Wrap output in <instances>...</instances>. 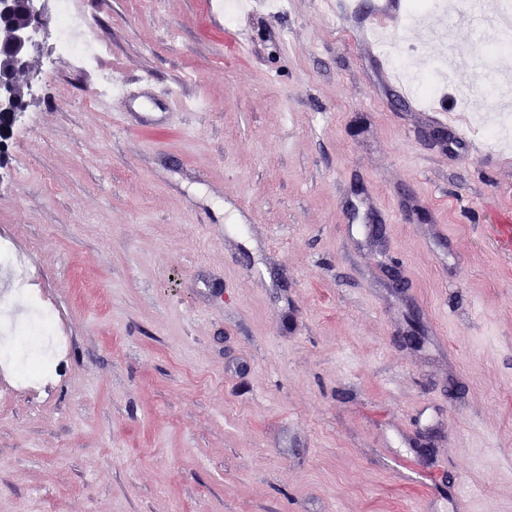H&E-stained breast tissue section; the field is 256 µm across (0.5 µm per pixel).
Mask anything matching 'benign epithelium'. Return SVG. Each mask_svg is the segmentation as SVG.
Returning a JSON list of instances; mask_svg holds the SVG:
<instances>
[{
    "label": "benign epithelium",
    "mask_w": 512,
    "mask_h": 512,
    "mask_svg": "<svg viewBox=\"0 0 512 512\" xmlns=\"http://www.w3.org/2000/svg\"><path fill=\"white\" fill-rule=\"evenodd\" d=\"M50 0H0V24L11 21L21 13L25 17L22 25L14 27L9 50L17 62L24 64L37 49L43 46L46 35V19ZM0 112H8L12 121H17L24 109L17 107L14 87L0 81Z\"/></svg>",
    "instance_id": "obj_1"
}]
</instances>
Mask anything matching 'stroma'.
<instances>
[{
	"instance_id": "obj_1",
	"label": "stroma",
	"mask_w": 512,
	"mask_h": 512,
	"mask_svg": "<svg viewBox=\"0 0 512 512\" xmlns=\"http://www.w3.org/2000/svg\"><path fill=\"white\" fill-rule=\"evenodd\" d=\"M410 8L84 0L116 89L35 57L0 300L70 345L0 367V512H512V128L464 109L501 28Z\"/></svg>"
}]
</instances>
